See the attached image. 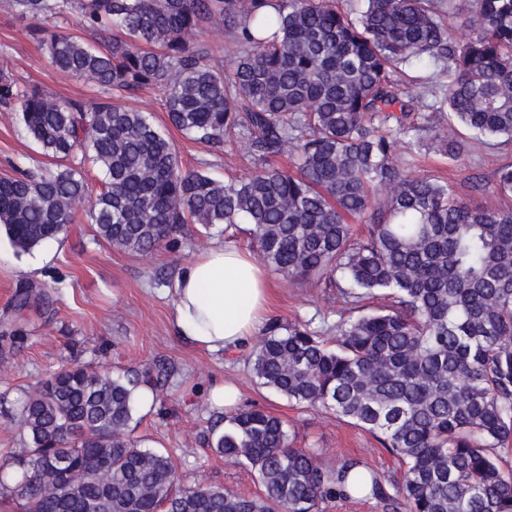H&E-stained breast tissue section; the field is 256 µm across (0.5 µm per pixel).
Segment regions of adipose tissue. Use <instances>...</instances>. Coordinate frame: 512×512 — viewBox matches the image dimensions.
<instances>
[{"label": "adipose tissue", "instance_id": "1", "mask_svg": "<svg viewBox=\"0 0 512 512\" xmlns=\"http://www.w3.org/2000/svg\"><path fill=\"white\" fill-rule=\"evenodd\" d=\"M173 319L185 341L230 351L258 335L270 307L265 267L246 250L218 247L181 267L173 285Z\"/></svg>", "mask_w": 512, "mask_h": 512}]
</instances>
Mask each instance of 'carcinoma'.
<instances>
[{
  "label": "carcinoma",
  "instance_id": "obj_1",
  "mask_svg": "<svg viewBox=\"0 0 512 512\" xmlns=\"http://www.w3.org/2000/svg\"><path fill=\"white\" fill-rule=\"evenodd\" d=\"M60 71L104 97L93 107L18 84L0 69V107L55 168L0 178V226L30 251L59 239L102 175L88 211L97 240L148 257L196 224L251 225L263 262L291 283L334 288L346 309L335 345L313 320L272 323L247 363L257 383L373 433L404 466L390 488L356 458L327 467L287 423L254 408L204 436L242 463L258 496L185 487L169 454L131 439L146 370L121 378L75 362L24 393L21 446L0 480L18 512H322L337 498L402 500L405 512H512V207L473 206L411 171L433 149L454 159L456 123L512 142V0H11ZM74 9L111 36L94 45L46 20ZM457 14L458 41L443 21ZM238 48L215 63L196 35ZM435 97L419 122L411 87ZM163 91L168 123L222 149L244 140L253 170L227 181L182 169L174 144L124 99ZM290 155L293 170L275 159ZM495 191L512 197V163ZM365 225L353 234L351 224ZM106 468L109 484L97 480Z\"/></svg>",
  "mask_w": 512,
  "mask_h": 512
}]
</instances>
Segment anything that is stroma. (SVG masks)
Masks as SVG:
<instances>
[{
  "mask_svg": "<svg viewBox=\"0 0 512 512\" xmlns=\"http://www.w3.org/2000/svg\"><path fill=\"white\" fill-rule=\"evenodd\" d=\"M30 26V19L13 12L8 0H0V68L10 71L20 84L39 86L57 97L97 101L98 87L52 67ZM162 99L161 91L147 89L131 104L147 112L157 126L167 127L184 169L224 180L250 168L251 158L241 144L217 152L168 128ZM507 161H512V143L470 142L457 159L433 153L415 161L414 170L448 178L463 199L493 206L498 202L495 172ZM48 164L15 113L0 111V177L18 167L36 171ZM92 202L88 195L75 206L76 223L58 240L52 260L37 269L31 266L30 253L17 251L0 231V331L18 328L24 336L12 348L0 342V393L7 397V410L16 409L23 393L39 379L76 360L106 366L116 375L163 362L173 373L151 409L138 411L133 436L141 447L168 451L184 485H221L250 495L261 491L249 468L225 460L200 441L216 418L210 388L217 381L238 389V407L262 409L287 421L295 444L316 449L323 464L332 466L352 456L381 479L400 482L402 469L374 435L332 413L297 407L256 385L247 363L249 346L211 353L176 336L171 288L179 267L208 248H249L248 225H237L221 236L181 237L156 255L141 257L96 241L86 219ZM269 279V320L310 319L325 339H334L343 306L335 289L291 285L274 271ZM22 283L31 284L33 290L29 308L19 312L13 300ZM45 290L54 300L48 312L40 306Z\"/></svg>",
  "mask_w": 512,
  "mask_h": 512,
  "instance_id": "stroma-1",
  "label": "stroma"
}]
</instances>
